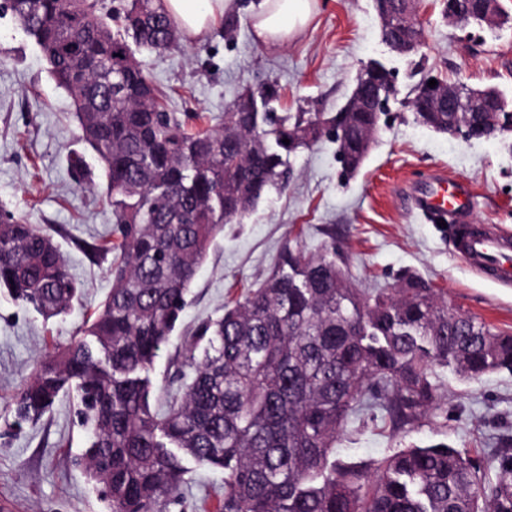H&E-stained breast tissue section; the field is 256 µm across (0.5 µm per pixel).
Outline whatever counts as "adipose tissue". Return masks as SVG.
<instances>
[{
  "instance_id": "obj_1",
  "label": "adipose tissue",
  "mask_w": 512,
  "mask_h": 512,
  "mask_svg": "<svg viewBox=\"0 0 512 512\" xmlns=\"http://www.w3.org/2000/svg\"><path fill=\"white\" fill-rule=\"evenodd\" d=\"M229 0H164L169 13L186 33L199 35L223 16ZM318 0H259L252 15L256 40L282 44L307 27Z\"/></svg>"
}]
</instances>
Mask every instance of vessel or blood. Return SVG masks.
Returning a JSON list of instances; mask_svg holds the SVG:
<instances>
[{"label":"vessel or blood","instance_id":"1","mask_svg":"<svg viewBox=\"0 0 512 512\" xmlns=\"http://www.w3.org/2000/svg\"><path fill=\"white\" fill-rule=\"evenodd\" d=\"M472 193L459 181L444 175H433L415 195L418 211L432 222L453 220L455 249L471 268L487 279L512 286V235L494 224H468Z\"/></svg>","mask_w":512,"mask_h":512}]
</instances>
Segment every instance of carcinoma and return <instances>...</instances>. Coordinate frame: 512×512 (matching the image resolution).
Instances as JSON below:
<instances>
[{"instance_id": "cac0c4a2", "label": "carcinoma", "mask_w": 512, "mask_h": 512, "mask_svg": "<svg viewBox=\"0 0 512 512\" xmlns=\"http://www.w3.org/2000/svg\"><path fill=\"white\" fill-rule=\"evenodd\" d=\"M40 47L72 100L80 141L106 178L117 242L79 240L110 260L112 287L94 318L45 356L14 399L37 424L74 392L88 429L75 458L107 512H166L185 482L183 460L224 472L218 512H512V454L494 477L446 443L411 446L369 463L336 458L348 423L381 413L394 431L422 423L440 399L436 368L465 379L512 372V332L456 310L407 274L368 295L336 251L284 246L271 273L201 322L184 363L194 375L161 402L158 353L188 304L198 270L224 225L238 224L286 188L288 157L339 129L344 170L363 167L381 112L279 115L277 86L258 112H226L204 127L167 110L128 39L150 51L179 43L164 0H0ZM127 79L112 89L108 68ZM436 132L452 119L472 140L500 137L505 113L416 112ZM290 143H283V139ZM0 288L45 317L68 312L79 286L52 237L11 214L0 222Z\"/></svg>"}]
</instances>
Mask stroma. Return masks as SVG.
Segmentation results:
<instances>
[{
	"instance_id": "stroma-1",
	"label": "stroma",
	"mask_w": 512,
	"mask_h": 512,
	"mask_svg": "<svg viewBox=\"0 0 512 512\" xmlns=\"http://www.w3.org/2000/svg\"><path fill=\"white\" fill-rule=\"evenodd\" d=\"M257 0H230L233 32L216 20L177 47L138 58L175 112L224 113L248 88L276 84L283 112H339L364 66L383 63L395 76L390 119L363 168L344 173L336 144L324 138L291 155L288 186L262 200L244 223H229L199 269L180 328L162 348L155 381L171 388L185 338L224 303L261 281L280 250L300 239L306 250L335 249L350 282L370 291L393 287L406 269L438 289L450 307L512 331V288L473 271L452 251L450 229L426 223L413 188L433 173L469 183L467 221L512 231V153L494 140L466 141L417 124L408 105L431 73L471 88L493 87L512 102V24L449 25L440 0H422L421 47L391 53L381 40L373 0H319L307 28L281 47L255 40ZM70 97L59 88L38 46L11 15H0V208L56 233L83 295L72 311L49 320L0 294V512H104L96 489L72 465L86 446L72 396L59 398L37 424L16 425L12 401L37 359L70 342L111 288L106 266L92 264L76 240L110 237L112 213L100 191L78 182L70 168L82 151ZM440 407L408 431L381 423L349 424L336 456L363 462L409 445L440 442L478 462L512 448V373L460 379L438 369ZM189 474L170 512H213L223 471L185 460Z\"/></svg>"
}]
</instances>
